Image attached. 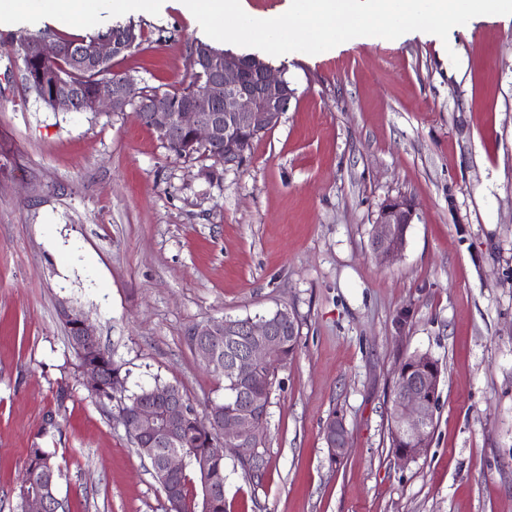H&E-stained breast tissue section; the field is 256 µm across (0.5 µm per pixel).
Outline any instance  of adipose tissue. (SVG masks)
<instances>
[{
    "instance_id": "obj_1",
    "label": "adipose tissue",
    "mask_w": 512,
    "mask_h": 512,
    "mask_svg": "<svg viewBox=\"0 0 512 512\" xmlns=\"http://www.w3.org/2000/svg\"><path fill=\"white\" fill-rule=\"evenodd\" d=\"M125 12H152L160 0H0V21L56 16L69 26L86 29L96 24L104 4Z\"/></svg>"
}]
</instances>
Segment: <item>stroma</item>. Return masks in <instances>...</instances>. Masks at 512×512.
Listing matches in <instances>:
<instances>
[{"instance_id": "35a3bbf8", "label": "stroma", "mask_w": 512, "mask_h": 512, "mask_svg": "<svg viewBox=\"0 0 512 512\" xmlns=\"http://www.w3.org/2000/svg\"><path fill=\"white\" fill-rule=\"evenodd\" d=\"M140 26L117 64L144 91L187 83L203 39L179 0L104 6ZM44 17L0 23V512H22L30 448L54 452L66 512H167L118 407L83 384L60 305L87 317L129 391L162 381L195 408L224 384L187 331L280 307L300 327L278 373L255 484L224 457L228 512H512V22L477 17L447 39L272 57L296 91L240 166L206 179L133 112H56L14 51ZM415 216L401 257L370 238L385 199ZM442 374L435 430L401 465L390 446L398 368ZM349 443L332 463L324 429Z\"/></svg>"}]
</instances>
